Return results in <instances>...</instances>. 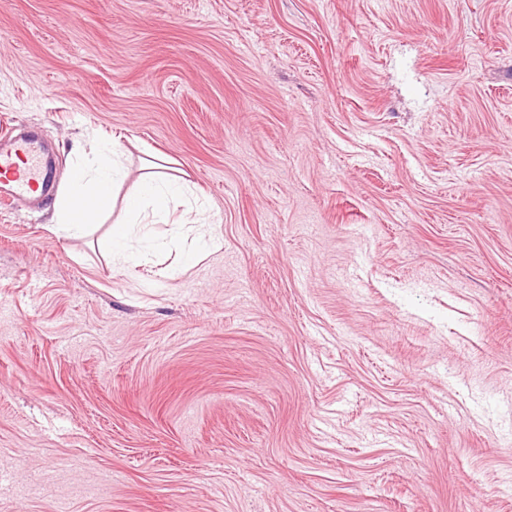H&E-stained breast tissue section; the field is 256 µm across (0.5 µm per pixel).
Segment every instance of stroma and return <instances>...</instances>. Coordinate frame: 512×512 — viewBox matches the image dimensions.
Segmentation results:
<instances>
[{
	"label": "stroma",
	"mask_w": 512,
	"mask_h": 512,
	"mask_svg": "<svg viewBox=\"0 0 512 512\" xmlns=\"http://www.w3.org/2000/svg\"><path fill=\"white\" fill-rule=\"evenodd\" d=\"M1 124L126 177L0 204V512H512V0H0ZM117 146L112 145V159L104 155L96 167L83 165L74 166L69 174L66 188L59 192L53 204V221L58 230L69 235L85 232L107 207H98L91 214L78 213L74 208V200L79 197H99L108 203L117 184L123 178V169L117 158ZM139 188L128 195L125 201L127 219L113 224L107 248L117 249L124 259H133L139 252V242L129 224L139 223L151 213L153 217H162L169 213L173 204L182 200L184 185L167 173L161 164L151 163L146 168Z\"/></svg>",
	"instance_id": "35a3bbf8"
}]
</instances>
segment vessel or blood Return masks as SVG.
I'll return each instance as SVG.
<instances>
[{"label":"vessel or blood","instance_id":"obj_1","mask_svg":"<svg viewBox=\"0 0 512 512\" xmlns=\"http://www.w3.org/2000/svg\"><path fill=\"white\" fill-rule=\"evenodd\" d=\"M51 184L36 140L0 127V195L13 201L49 193Z\"/></svg>","mask_w":512,"mask_h":512}]
</instances>
